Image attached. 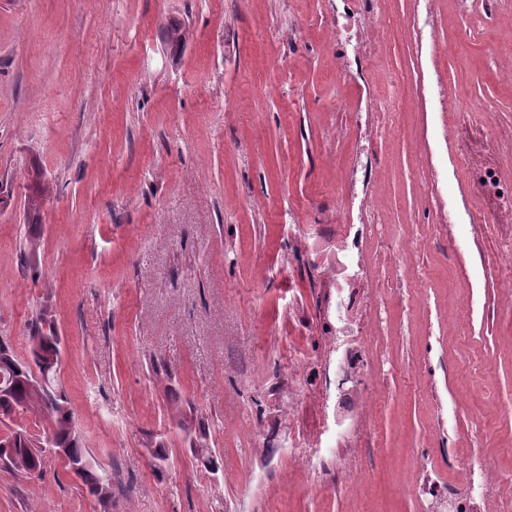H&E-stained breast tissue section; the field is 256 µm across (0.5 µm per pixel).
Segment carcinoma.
Instances as JSON below:
<instances>
[{"label":"carcinoma","mask_w":512,"mask_h":512,"mask_svg":"<svg viewBox=\"0 0 512 512\" xmlns=\"http://www.w3.org/2000/svg\"><path fill=\"white\" fill-rule=\"evenodd\" d=\"M46 192V185L34 179L33 192L28 195V214L34 223ZM60 344L58 329L45 311L31 323L26 356H19L7 337H0V416L9 418L21 409L48 422L42 439L23 429L0 438V463L32 475L42 470L44 449L66 448L68 468L81 478L89 496L106 506L112 503V473L94 468L76 429L70 402L57 377Z\"/></svg>","instance_id":"cac0c4a2"}]
</instances>
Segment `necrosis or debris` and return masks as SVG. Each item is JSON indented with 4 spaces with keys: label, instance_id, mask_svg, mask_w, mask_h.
<instances>
[{
    "label": "necrosis or debris",
    "instance_id": "necrosis-or-debris-1",
    "mask_svg": "<svg viewBox=\"0 0 512 512\" xmlns=\"http://www.w3.org/2000/svg\"><path fill=\"white\" fill-rule=\"evenodd\" d=\"M431 88L440 105L441 123L452 133L460 166L478 168L470 183L480 205L474 222L489 229L490 244L476 243L473 258L493 271L504 296L512 295V177L502 164L512 159V133H503L496 119L485 114L475 117L464 103L463 92L449 93L448 81L440 68L429 74ZM433 234L454 269L460 284H468L470 270L462 266L463 250L455 224L446 211L436 213ZM397 249L400 260L415 256L413 238L396 240L389 225L340 224L336 227V254L330 263L336 277V291L321 298L324 306L336 309V348L332 378L336 384V453L323 455L319 446L301 449L297 466L308 471L311 482L326 491L340 492L362 477L366 466L359 454L368 447L375 431L371 408L382 385L380 364L374 352L375 331L382 309L391 296L380 284L374 254L379 249ZM429 443L445 447L443 464L424 454L415 455L408 490L425 507V512H474L483 502L488 512H512V469L497 468L488 458L464 453L456 435L443 423H433ZM462 472L463 483L441 475V468Z\"/></svg>",
    "mask_w": 512,
    "mask_h": 512
}]
</instances>
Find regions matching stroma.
<instances>
[{"mask_svg": "<svg viewBox=\"0 0 512 512\" xmlns=\"http://www.w3.org/2000/svg\"><path fill=\"white\" fill-rule=\"evenodd\" d=\"M342 0H0V335L28 348L39 311L61 336L59 380L87 451L112 471V512H421L406 492L425 452V381L447 429L502 467V425L484 395L512 402V316L488 324L496 290L476 276L467 322L448 325L459 285L426 238L435 204L468 242L476 207L452 141L422 85L429 33L456 41L443 66L469 105L512 128V0H382L388 31L373 63L339 59ZM178 30L170 43L168 30ZM345 72H338V64ZM410 89L371 149L362 208L336 209V170L356 140L336 129L378 90ZM51 191L29 223V171ZM432 170V200L421 178ZM426 244L413 262L376 263L392 288L429 276L424 304H394L380 353L394 366L361 455L364 490L332 494L288 480L298 407L291 353L323 355L322 292L336 227L364 215ZM433 377L408 374L423 340ZM252 414L249 439L225 430ZM165 449L167 461L155 458ZM0 512H103L82 480L50 462L36 477L0 467Z\"/></svg>", "mask_w": 512, "mask_h": 512, "instance_id": "1", "label": "stroma"}]
</instances>
